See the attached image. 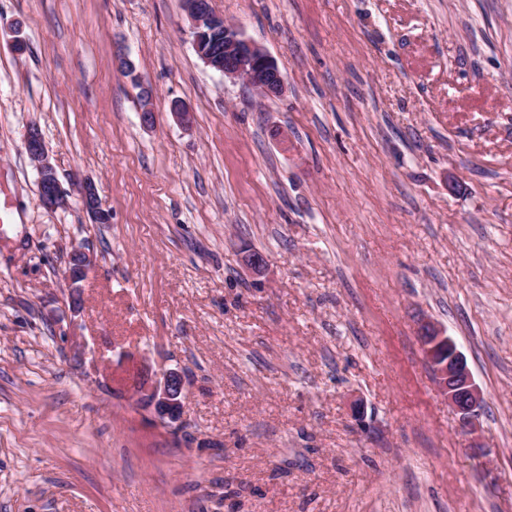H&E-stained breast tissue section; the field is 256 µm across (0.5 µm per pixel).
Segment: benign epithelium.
<instances>
[{
    "label": "benign epithelium",
    "mask_w": 512,
    "mask_h": 512,
    "mask_svg": "<svg viewBox=\"0 0 512 512\" xmlns=\"http://www.w3.org/2000/svg\"><path fill=\"white\" fill-rule=\"evenodd\" d=\"M181 6L189 20V34L196 49L204 38L205 27L219 24L223 26L224 46L198 52V57L205 66L222 74L226 79L242 82L262 97H279L285 92L283 75L272 57L260 45L246 38L237 25L224 20L213 9L211 0H181ZM24 146L36 165L42 204L48 209L64 206L68 192L49 161L46 145L37 125L28 127ZM78 193L83 208L93 220H98L100 207L96 187L90 182H80ZM71 261L68 279L71 287L75 288L85 278L91 258L76 248L72 251ZM418 339L434 382L448 400L461 429L469 434L474 433L485 408V398L473 378L465 356L459 351L454 339L430 321L420 325ZM183 389V378L179 372L164 373L162 383L150 394L160 421L174 422L182 417Z\"/></svg>",
    "instance_id": "7a95c632"
}]
</instances>
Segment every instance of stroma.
<instances>
[{
  "label": "stroma",
  "mask_w": 512,
  "mask_h": 512,
  "mask_svg": "<svg viewBox=\"0 0 512 512\" xmlns=\"http://www.w3.org/2000/svg\"><path fill=\"white\" fill-rule=\"evenodd\" d=\"M212 6L282 96L206 67L180 0H0V512H512V0ZM33 124L110 223L42 205ZM72 266L68 268V279L71 284V288H79L77 285L81 282L91 265V258L81 249H74L71 253ZM418 339L434 382L448 400L461 429L474 433L485 408V398L465 356L454 339L430 321L420 325ZM184 383L182 375L177 371L164 373L162 383L155 387L150 394L155 413L159 420L175 422L183 415Z\"/></svg>",
  "instance_id": "35a3bbf8"
}]
</instances>
